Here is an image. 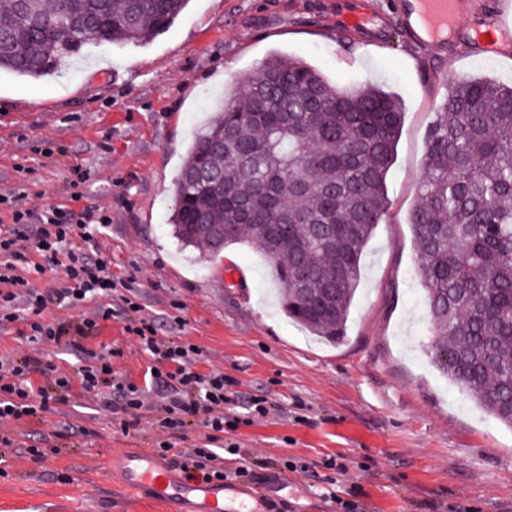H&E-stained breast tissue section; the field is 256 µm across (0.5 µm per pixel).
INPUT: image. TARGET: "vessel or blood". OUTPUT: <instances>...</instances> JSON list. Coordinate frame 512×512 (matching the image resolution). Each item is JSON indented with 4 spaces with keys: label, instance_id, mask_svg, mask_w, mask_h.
Returning <instances> with one entry per match:
<instances>
[{
    "label": "vessel or blood",
    "instance_id": "vessel-or-blood-1",
    "mask_svg": "<svg viewBox=\"0 0 512 512\" xmlns=\"http://www.w3.org/2000/svg\"><path fill=\"white\" fill-rule=\"evenodd\" d=\"M465 0H393L391 12H383L373 0H336L335 32L346 38L363 35L366 41L377 40L390 13H398L413 43L442 48L460 33L473 37L484 51L495 53L505 38H512V0H495L491 11L478 23L465 29L460 25ZM126 482L131 489L143 492L161 503L176 499L196 498L197 512H252L247 501L230 508L224 495L210 484L176 477L168 465L150 456L130 459Z\"/></svg>",
    "mask_w": 512,
    "mask_h": 512
}]
</instances>
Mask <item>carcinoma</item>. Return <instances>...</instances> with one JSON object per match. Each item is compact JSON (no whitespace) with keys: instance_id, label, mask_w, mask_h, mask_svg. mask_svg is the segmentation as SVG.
Here are the masks:
<instances>
[{"instance_id":"carcinoma-1","label":"carcinoma","mask_w":512,"mask_h":512,"mask_svg":"<svg viewBox=\"0 0 512 512\" xmlns=\"http://www.w3.org/2000/svg\"><path fill=\"white\" fill-rule=\"evenodd\" d=\"M189 0H9L0 69L40 78L89 43L136 46ZM402 105L379 87L341 86L308 62L270 58L196 135L172 188L180 249L247 244L266 259L293 323L346 335L363 253L388 210ZM409 215L448 378L512 427V86L454 77L426 142Z\"/></svg>"}]
</instances>
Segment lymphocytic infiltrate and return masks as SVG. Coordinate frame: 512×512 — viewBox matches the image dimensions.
Here are the masks:
<instances>
[{
  "label": "lymphocytic infiltrate",
  "instance_id": "lymphocytic-infiltrate-1",
  "mask_svg": "<svg viewBox=\"0 0 512 512\" xmlns=\"http://www.w3.org/2000/svg\"><path fill=\"white\" fill-rule=\"evenodd\" d=\"M11 222V227L0 233V327L19 322L29 343L64 345L81 353L85 365L75 379L100 407L109 408L114 402H121L125 416L117 427L121 433H129L137 425L139 411L145 404L144 390L122 382L113 370L111 354L88 348L83 343L99 322L111 319V309L98 308L91 317L78 324L46 322L42 317L46 298L32 288L29 278L30 273H43L44 268L43 265L29 266L27 261V253L32 249L41 253L46 263H57L63 254L68 256L69 261L64 267L68 285L59 291V301L77 305L108 295L112 290V276L107 258L90 259L78 255L74 253L72 243L77 237L88 243L94 241L102 228L110 224V216L103 214L98 223L77 225L65 221L63 213L56 207L38 214L15 207L11 210ZM125 305L133 314L126 327L129 336L143 349L173 365L171 371L160 377L161 382L171 389L161 427L178 430L188 419L198 417L204 428L220 433L229 424L237 423V416L225 409L232 380L220 372L207 375L196 372L193 364L199 350L195 345L160 343L155 320L139 315V305L133 300H126ZM42 365L43 360L37 352L9 364L0 362L1 445L11 441L8 434L2 433V426L49 410L51 394L34 390L23 382L25 374ZM75 379L61 374L55 377L54 384L66 391ZM176 454V465L187 479L223 486L224 458L216 450L184 448Z\"/></svg>",
  "mask_w": 512,
  "mask_h": 512
}]
</instances>
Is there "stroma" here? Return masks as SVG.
Masks as SVG:
<instances>
[{
    "label": "stroma",
    "mask_w": 512,
    "mask_h": 512,
    "mask_svg": "<svg viewBox=\"0 0 512 512\" xmlns=\"http://www.w3.org/2000/svg\"><path fill=\"white\" fill-rule=\"evenodd\" d=\"M332 0H190L164 33L140 46L90 45L82 60L38 79L0 71V188L26 208L60 207L83 222L112 213L102 241L115 289L100 303L58 306L62 266L34 278L44 320L112 318L85 340L113 351L123 378L146 389L136 429L72 385L49 411L13 423L0 445V512H193L155 504L125 481L128 457L155 455L164 391L153 356L128 336L123 297L154 318L161 342L196 345L194 370L236 379L238 405L262 396L272 414L225 431L224 468L239 452L262 460L248 488H272L276 512H512V428L468 399L426 348L430 325L408 222L425 170L426 139L457 75L512 84V54L487 56L466 39L413 45L398 22L382 43L336 41ZM305 59L342 85L373 84L399 99L404 122L388 174L389 209L365 250L345 339L329 344L292 324L270 297L266 261L250 246L221 259L180 251L169 234L171 187L199 129L236 83L272 55ZM87 180L74 184L73 171ZM241 270L248 288L226 269ZM181 311L185 323L170 322ZM50 447L33 460L30 449ZM346 465L335 485L324 464ZM304 462V472L286 463Z\"/></svg>",
    "instance_id": "obj_1"
}]
</instances>
